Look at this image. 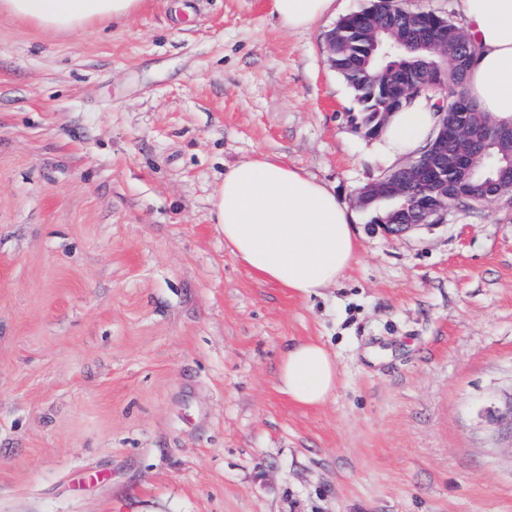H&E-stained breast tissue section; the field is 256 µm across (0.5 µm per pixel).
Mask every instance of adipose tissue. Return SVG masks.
<instances>
[{"label": "adipose tissue", "instance_id": "1", "mask_svg": "<svg viewBox=\"0 0 512 512\" xmlns=\"http://www.w3.org/2000/svg\"><path fill=\"white\" fill-rule=\"evenodd\" d=\"M142 0H0V13L40 28L91 33L131 17ZM333 0H269L287 30H307ZM476 51L466 94L500 123L512 122V0H456ZM435 116L424 101L392 114L375 148L385 160L418 153ZM212 219L234 258L262 281L302 297L321 294L357 257L352 216L336 193L279 158L258 154L228 168L213 191ZM277 389L294 404L315 407L336 391L335 356L319 340L300 341L281 356Z\"/></svg>", "mask_w": 512, "mask_h": 512}]
</instances>
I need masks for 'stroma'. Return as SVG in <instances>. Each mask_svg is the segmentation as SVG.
<instances>
[{"label": "stroma", "instance_id": "35a3bbf8", "mask_svg": "<svg viewBox=\"0 0 512 512\" xmlns=\"http://www.w3.org/2000/svg\"><path fill=\"white\" fill-rule=\"evenodd\" d=\"M143 0L90 34L0 15V512H512V206L391 236L325 37L267 0ZM336 192L357 260L301 298L212 222L255 154ZM322 340L318 407L276 388ZM277 381L278 391L294 404L322 405L336 392V358L319 340L297 342L281 355Z\"/></svg>", "mask_w": 512, "mask_h": 512}]
</instances>
